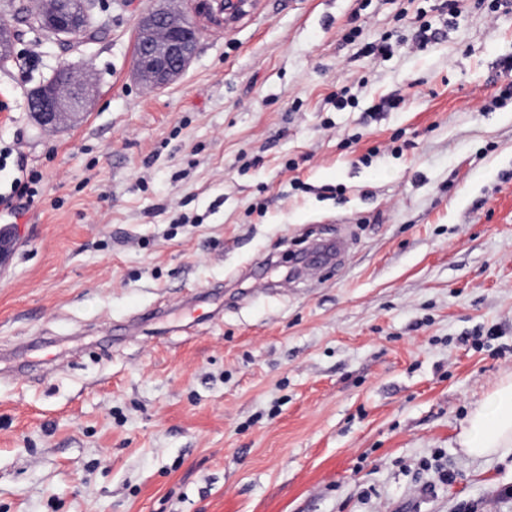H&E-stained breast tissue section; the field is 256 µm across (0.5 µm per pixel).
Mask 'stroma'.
Masks as SVG:
<instances>
[{"mask_svg":"<svg viewBox=\"0 0 512 512\" xmlns=\"http://www.w3.org/2000/svg\"><path fill=\"white\" fill-rule=\"evenodd\" d=\"M442 2L254 0L149 90L154 0L70 48L0 0V194L44 186L0 262V512H512V455L458 444L512 375V10ZM62 61L96 95L43 127Z\"/></svg>","mask_w":512,"mask_h":512,"instance_id":"1","label":"stroma"}]
</instances>
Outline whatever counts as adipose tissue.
<instances>
[{"instance_id": "1", "label": "adipose tissue", "mask_w": 512, "mask_h": 512, "mask_svg": "<svg viewBox=\"0 0 512 512\" xmlns=\"http://www.w3.org/2000/svg\"><path fill=\"white\" fill-rule=\"evenodd\" d=\"M458 439L464 451L476 458L512 453V376L469 414Z\"/></svg>"}]
</instances>
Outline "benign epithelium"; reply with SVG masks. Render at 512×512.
Segmentation results:
<instances>
[{
	"label": "benign epithelium",
	"mask_w": 512,
	"mask_h": 512,
	"mask_svg": "<svg viewBox=\"0 0 512 512\" xmlns=\"http://www.w3.org/2000/svg\"><path fill=\"white\" fill-rule=\"evenodd\" d=\"M253 0H190L182 8L179 0H159L136 22L142 43L134 64V76L147 88L160 89L172 83L187 67L197 50L200 22L221 25L235 19ZM96 0H35L34 11L43 34L52 41L78 39L95 14ZM71 93L63 96L46 81L28 99L29 109L42 126H57L85 110L93 87L68 64L56 69Z\"/></svg>",
	"instance_id": "obj_1"
}]
</instances>
